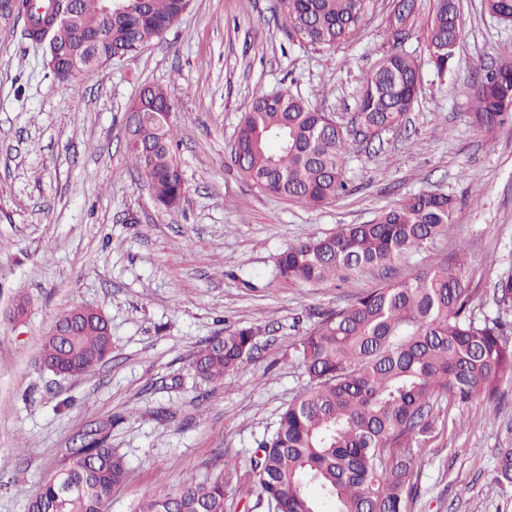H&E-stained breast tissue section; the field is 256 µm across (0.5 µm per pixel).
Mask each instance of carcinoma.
Instances as JSON below:
<instances>
[{
  "label": "carcinoma",
  "instance_id": "cac0c4a2",
  "mask_svg": "<svg viewBox=\"0 0 512 512\" xmlns=\"http://www.w3.org/2000/svg\"><path fill=\"white\" fill-rule=\"evenodd\" d=\"M189 0H120L107 21L104 0H79L60 49L59 69L77 85L106 62L132 54L159 37L188 9ZM491 17L512 23V0H483ZM378 0H280L281 21L300 44L332 51L355 39L361 16L379 11ZM25 36L34 39L35 7L18 0ZM412 5L384 16L387 39L417 29ZM463 33L451 0H434L424 27L430 64L453 62ZM484 70L473 92L474 122L486 131L512 119V46ZM79 74L70 75L73 68ZM422 75L412 54L385 53L366 78L356 102L363 136L395 129L411 111ZM312 102L281 91H257L239 125L234 163L257 188L310 206L348 190L349 131ZM128 152L155 200L176 207L184 195L177 130L170 99L159 86L144 87L128 106ZM454 199L442 192L414 194L370 224H347L333 236L288 246L277 260L288 284L347 281L366 268L385 272L395 260L424 249L454 228ZM468 248L460 245L436 266L403 281L384 279L336 311L321 314L297 340L295 356L308 376L278 415L269 437L241 470L224 471L195 485L157 493L138 512H225L235 497L257 493L270 512H407L416 495L418 452L446 424L442 401L492 398L512 377V321L476 315L464 273ZM498 306L512 308V276L495 284ZM62 335L45 337L44 367L83 376L112 353V334L88 306L73 303L56 318ZM254 332L240 328L217 336L197 352L196 375L222 381L251 360ZM97 435L68 449L67 464L39 487L28 512H105L128 476L124 457ZM496 479L512 484V448L500 449Z\"/></svg>",
  "mask_w": 512,
  "mask_h": 512
}]
</instances>
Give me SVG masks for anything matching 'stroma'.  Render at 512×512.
I'll use <instances>...</instances> for the list:
<instances>
[{"label":"stroma","mask_w":512,"mask_h":512,"mask_svg":"<svg viewBox=\"0 0 512 512\" xmlns=\"http://www.w3.org/2000/svg\"><path fill=\"white\" fill-rule=\"evenodd\" d=\"M279 0H192L159 39L72 87L44 68L24 19L0 24V512H27L40 484L67 462L73 438L111 420L108 446L129 475L106 512L249 461L283 407L308 382L294 344L318 314L373 288L288 286L276 261L289 245L367 224L407 197L438 190L455 202L454 229L397 262L406 279L467 244L477 312L498 311L494 284L512 274V123L476 126L480 64L512 44V24L482 0H460L463 38L446 72L431 66L402 126L354 141L351 192L319 206L267 194L243 179L231 148L257 89L309 98L344 124L366 75L391 45L380 19L326 52L293 41ZM148 84L173 105L185 192L156 204L125 148V114ZM27 309L11 316L18 298ZM102 309L112 353L70 378L40 361L70 303ZM247 327L253 360L224 383L195 374V353ZM448 424L419 458L409 512H512L494 468L512 448V378L494 399L448 404Z\"/></svg>","instance_id":"obj_1"}]
</instances>
